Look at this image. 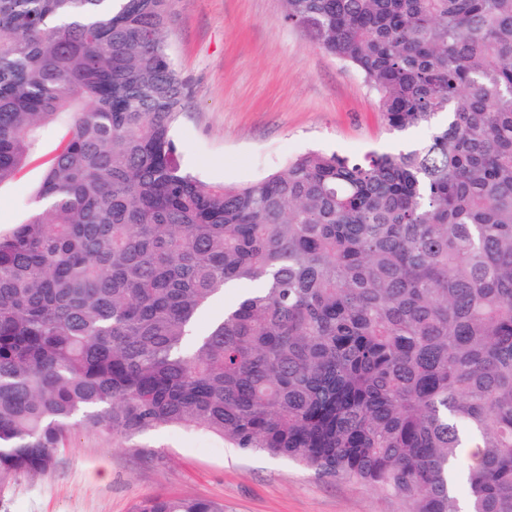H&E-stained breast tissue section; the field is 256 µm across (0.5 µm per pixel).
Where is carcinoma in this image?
<instances>
[{
  "instance_id": "obj_1",
  "label": "carcinoma",
  "mask_w": 512,
  "mask_h": 512,
  "mask_svg": "<svg viewBox=\"0 0 512 512\" xmlns=\"http://www.w3.org/2000/svg\"><path fill=\"white\" fill-rule=\"evenodd\" d=\"M170 4L0 0V184L62 132L0 232V485L77 430L169 428L405 512H512V0H284L429 138L240 186L178 160Z\"/></svg>"
}]
</instances>
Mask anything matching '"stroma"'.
<instances>
[{
    "label": "stroma",
    "instance_id": "obj_1",
    "mask_svg": "<svg viewBox=\"0 0 512 512\" xmlns=\"http://www.w3.org/2000/svg\"><path fill=\"white\" fill-rule=\"evenodd\" d=\"M187 87L174 129L182 166L208 183L243 185L308 150L386 151L375 92L289 25L282 0H173L166 29ZM60 139L0 185V230L24 222ZM155 495L223 501L226 512H402L395 497L207 436L160 430L130 448L75 432L52 468L0 486V512H130Z\"/></svg>",
    "mask_w": 512,
    "mask_h": 512
}]
</instances>
